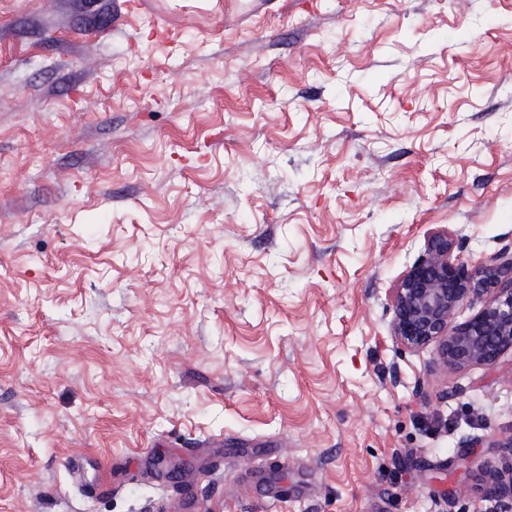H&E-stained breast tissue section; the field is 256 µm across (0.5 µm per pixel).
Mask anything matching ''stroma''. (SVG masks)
Returning <instances> with one entry per match:
<instances>
[{"instance_id":"1","label":"stroma","mask_w":512,"mask_h":512,"mask_svg":"<svg viewBox=\"0 0 512 512\" xmlns=\"http://www.w3.org/2000/svg\"><path fill=\"white\" fill-rule=\"evenodd\" d=\"M441 229L512 249V0H0V512H500L512 352L392 336ZM496 447L502 448L510 455L508 478L501 475L500 468L487 465L485 470L488 473V480L486 481L484 492L490 500L499 504L508 503L509 506L504 511L510 512L512 510V436L505 441L498 442Z\"/></svg>"}]
</instances>
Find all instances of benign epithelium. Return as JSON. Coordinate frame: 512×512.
Instances as JSON below:
<instances>
[{"label": "benign epithelium", "mask_w": 512, "mask_h": 512, "mask_svg": "<svg viewBox=\"0 0 512 512\" xmlns=\"http://www.w3.org/2000/svg\"><path fill=\"white\" fill-rule=\"evenodd\" d=\"M454 246L446 229L427 239L424 257L395 288L393 336L409 350L433 347L437 365L447 370L492 366L512 351V251L470 270L451 260ZM478 302L477 313L455 323L461 307ZM486 472V497L512 512V466L506 477L493 465Z\"/></svg>", "instance_id": "obj_1"}]
</instances>
